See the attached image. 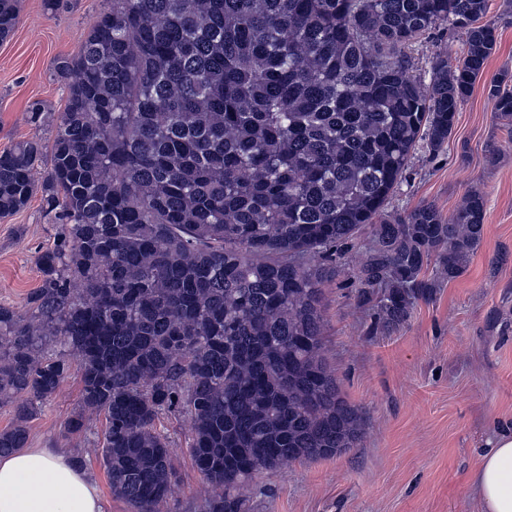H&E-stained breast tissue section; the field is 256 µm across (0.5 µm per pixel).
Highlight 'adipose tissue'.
<instances>
[{"mask_svg": "<svg viewBox=\"0 0 512 512\" xmlns=\"http://www.w3.org/2000/svg\"><path fill=\"white\" fill-rule=\"evenodd\" d=\"M470 488L484 512H512V430L481 456ZM0 512H104L94 478L63 448L0 457Z\"/></svg>", "mask_w": 512, "mask_h": 512, "instance_id": "obj_1", "label": "adipose tissue"}]
</instances>
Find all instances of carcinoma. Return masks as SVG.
I'll use <instances>...</instances> for the list:
<instances>
[{"mask_svg": "<svg viewBox=\"0 0 512 512\" xmlns=\"http://www.w3.org/2000/svg\"><path fill=\"white\" fill-rule=\"evenodd\" d=\"M489 0H112L76 57L55 61L67 103L51 147L0 153V216L42 191L59 225L26 310L0 305V403H16L0 455L27 444L38 405L76 372L77 434L104 414L112 496L159 512L172 444L213 487L204 512H250L262 471L354 448L361 416L323 348L322 286L363 228L357 303L403 324L483 239L474 189L452 220L432 204L388 210L419 143L437 152L496 37ZM18 0H0V42ZM462 34L429 80L408 50ZM488 97L512 125V92ZM64 336L77 360L42 354Z\"/></svg>", "mask_w": 512, "mask_h": 512, "instance_id": "carcinoma-1", "label": "carcinoma"}]
</instances>
